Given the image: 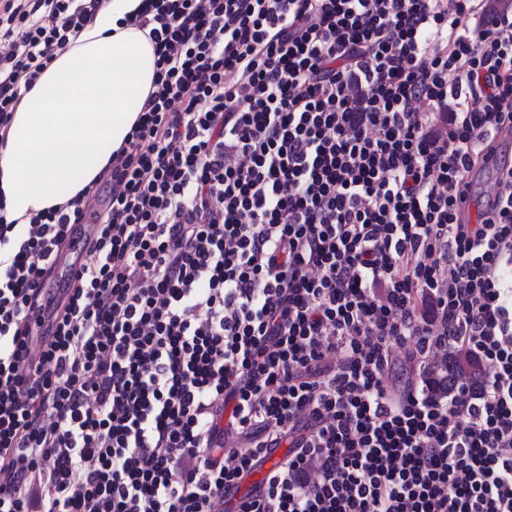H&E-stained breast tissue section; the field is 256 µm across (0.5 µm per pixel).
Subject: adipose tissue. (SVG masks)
Here are the masks:
<instances>
[{"mask_svg": "<svg viewBox=\"0 0 512 512\" xmlns=\"http://www.w3.org/2000/svg\"><path fill=\"white\" fill-rule=\"evenodd\" d=\"M139 4L111 0L25 94L0 147L7 220L29 223L108 170L152 89L153 46L123 23Z\"/></svg>", "mask_w": 512, "mask_h": 512, "instance_id": "ef3b65f1", "label": "adipose tissue"}]
</instances>
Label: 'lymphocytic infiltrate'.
<instances>
[{
  "label": "lymphocytic infiltrate",
  "mask_w": 512,
  "mask_h": 512,
  "mask_svg": "<svg viewBox=\"0 0 512 512\" xmlns=\"http://www.w3.org/2000/svg\"><path fill=\"white\" fill-rule=\"evenodd\" d=\"M104 2L0 0V142ZM126 21L156 71L106 178L0 213V512H213L283 444L238 512H512V167L458 218L512 131V11L145 0ZM456 351L479 387L438 384ZM96 224H75V233L56 258V269L65 280H74L82 271L86 245L96 234ZM287 451V445H282L280 448H268L256 457L254 468L239 483L232 484L233 488L224 491V504L233 510L237 501L259 487L284 462ZM226 506L223 512H231Z\"/></svg>",
  "instance_id": "f902f5d3"
}]
</instances>
